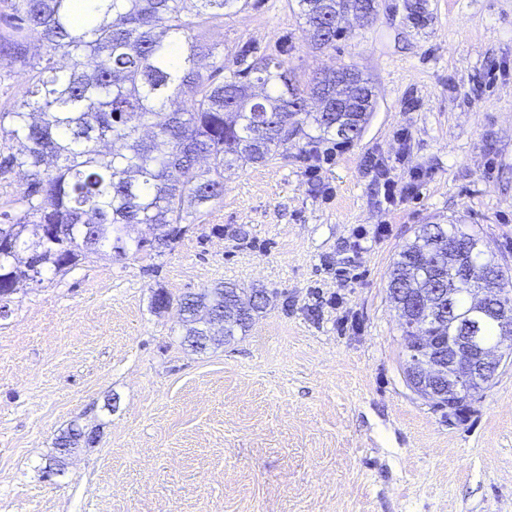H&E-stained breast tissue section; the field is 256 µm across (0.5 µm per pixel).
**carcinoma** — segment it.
<instances>
[{
	"mask_svg": "<svg viewBox=\"0 0 512 512\" xmlns=\"http://www.w3.org/2000/svg\"><path fill=\"white\" fill-rule=\"evenodd\" d=\"M248 0H90L81 21L72 0H0V65L20 68L30 97L0 107V179L23 174L0 203V301L39 273L65 272L110 247L112 260L162 256L188 231V218L224 197V174L239 162L265 164L295 138L351 143L375 100L352 66L303 79L283 58L257 46L232 50L194 31L224 23ZM307 39L334 49L352 34L336 13L378 0H294ZM43 54L34 60L31 45ZM66 59L70 65H62ZM229 75H224V71ZM314 127L319 135H310ZM146 225L152 236L129 230ZM497 267L463 224H423L389 271L388 297L406 341L404 373L416 362L412 324L441 303L436 335H452L448 289L464 309L481 274ZM502 317L512 321V276H502ZM263 290L220 283L175 298L157 287L154 311L177 305L184 342L205 350L246 333L269 305ZM85 436L70 428L59 448Z\"/></svg>",
	"mask_w": 512,
	"mask_h": 512,
	"instance_id": "cac0c4a2",
	"label": "carcinoma"
}]
</instances>
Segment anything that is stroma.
<instances>
[{
  "mask_svg": "<svg viewBox=\"0 0 512 512\" xmlns=\"http://www.w3.org/2000/svg\"><path fill=\"white\" fill-rule=\"evenodd\" d=\"M379 0L334 49L286 0L206 27L357 66L376 103L350 144L289 142L232 171L172 251L46 274L0 315V512H512V361L448 412L417 395L387 294L423 224L462 221L512 265V0ZM414 182L390 201L378 177ZM220 282L265 289L243 336L202 352L177 310ZM96 436L47 470L70 423Z\"/></svg>",
  "mask_w": 512,
  "mask_h": 512,
  "instance_id": "stroma-1",
  "label": "stroma"
}]
</instances>
